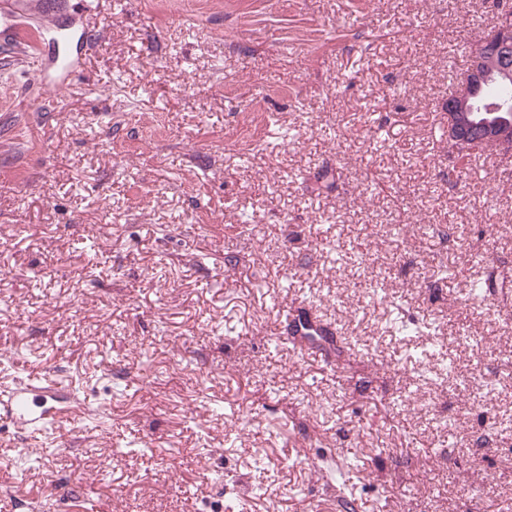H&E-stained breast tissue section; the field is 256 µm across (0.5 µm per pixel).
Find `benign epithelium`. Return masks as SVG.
<instances>
[{"label": "benign epithelium", "instance_id": "1", "mask_svg": "<svg viewBox=\"0 0 512 512\" xmlns=\"http://www.w3.org/2000/svg\"><path fill=\"white\" fill-rule=\"evenodd\" d=\"M512 80V14L501 13L496 24L475 44L464 77L444 104L448 141L464 143L473 132L479 141L503 155L512 154V109L500 107L502 114L486 118L476 113L473 100L489 80Z\"/></svg>", "mask_w": 512, "mask_h": 512}]
</instances>
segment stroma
I'll use <instances>...</instances> for the list:
<instances>
[{
	"instance_id": "stroma-1",
	"label": "stroma",
	"mask_w": 512,
	"mask_h": 512,
	"mask_svg": "<svg viewBox=\"0 0 512 512\" xmlns=\"http://www.w3.org/2000/svg\"><path fill=\"white\" fill-rule=\"evenodd\" d=\"M97 3L66 18L94 47L61 97L51 16L36 59L0 35V363L79 398L48 440L0 418V512H344L352 453L356 512H512V458L477 444L512 441V379L482 393L512 291L465 288L512 281V155L454 173L442 109L492 0ZM336 235L366 265L331 266ZM308 297L335 345L302 354ZM397 297L434 334L384 332ZM433 343L467 386L411 358ZM133 438L156 455L113 454Z\"/></svg>"
}]
</instances>
